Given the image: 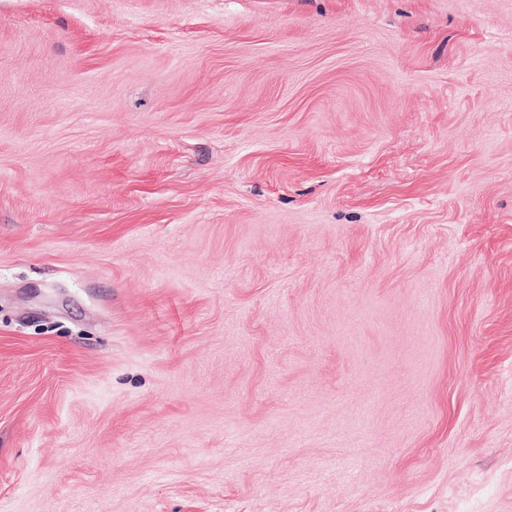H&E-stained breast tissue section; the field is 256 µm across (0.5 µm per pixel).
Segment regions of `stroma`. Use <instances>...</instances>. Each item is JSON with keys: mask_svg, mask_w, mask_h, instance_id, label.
I'll return each mask as SVG.
<instances>
[{"mask_svg": "<svg viewBox=\"0 0 512 512\" xmlns=\"http://www.w3.org/2000/svg\"><path fill=\"white\" fill-rule=\"evenodd\" d=\"M0 512H512V0H0Z\"/></svg>", "mask_w": 512, "mask_h": 512, "instance_id": "stroma-1", "label": "stroma"}]
</instances>
